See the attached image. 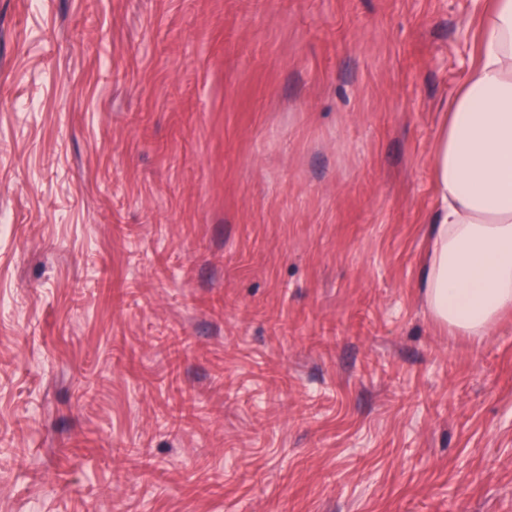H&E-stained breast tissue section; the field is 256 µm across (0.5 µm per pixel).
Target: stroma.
<instances>
[{"instance_id": "35a3bbf8", "label": "stroma", "mask_w": 512, "mask_h": 512, "mask_svg": "<svg viewBox=\"0 0 512 512\" xmlns=\"http://www.w3.org/2000/svg\"><path fill=\"white\" fill-rule=\"evenodd\" d=\"M480 24L0 0V512H512V311L420 286Z\"/></svg>"}]
</instances>
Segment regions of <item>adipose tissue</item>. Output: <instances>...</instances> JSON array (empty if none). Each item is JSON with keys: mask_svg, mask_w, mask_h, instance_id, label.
<instances>
[{"mask_svg": "<svg viewBox=\"0 0 512 512\" xmlns=\"http://www.w3.org/2000/svg\"><path fill=\"white\" fill-rule=\"evenodd\" d=\"M432 169L424 300L440 324L480 336L512 309V0H486L480 60L448 106Z\"/></svg>", "mask_w": 512, "mask_h": 512, "instance_id": "1", "label": "adipose tissue"}]
</instances>
